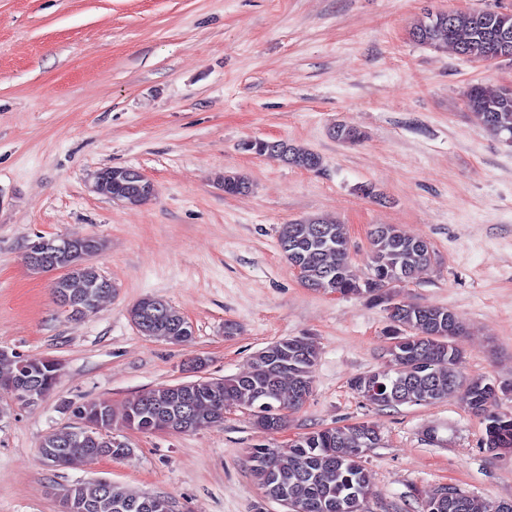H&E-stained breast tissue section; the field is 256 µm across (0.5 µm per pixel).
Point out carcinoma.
I'll use <instances>...</instances> for the list:
<instances>
[{
    "label": "carcinoma",
    "instance_id": "1",
    "mask_svg": "<svg viewBox=\"0 0 512 512\" xmlns=\"http://www.w3.org/2000/svg\"><path fill=\"white\" fill-rule=\"evenodd\" d=\"M417 42L428 47L452 45L463 56H496L512 60V12H437L413 32ZM466 103L474 118L493 136L512 141V92H487L472 85ZM248 150L260 156L280 159L307 169L321 167V157L281 141L269 146L262 140L251 142ZM249 182L239 174L224 176V193L243 194ZM278 243L284 259L299 269L303 284L316 291L343 296L365 297L384 305L389 320L390 369L353 377L350 388L370 404L394 408L401 405L434 404L458 393L466 396L469 411L484 425V444L512 440V412L497 409L503 396L512 394V381L486 376L468 378L458 370L463 357L459 338L464 326L450 309L417 303L394 306L389 289L401 278L411 279L435 258L431 243L407 235L392 225L376 227L370 235L369 273L357 277L352 270L351 244L345 225L313 217L280 227ZM101 249L99 241L73 239V247L60 249L44 264L25 255L29 267L39 272L51 268L67 270L53 282L56 299L71 301L74 316L96 310L100 300L88 297L91 288L112 292L103 284L104 276L88 262V256ZM146 312L138 331L149 338L180 344L181 329L187 320L168 302L146 296L137 302ZM318 358L315 343L306 336L282 338L259 350L251 370L224 378L201 377L181 390L163 385L130 398L120 417L101 401H90L73 408L74 416L102 417L103 432L89 444H82L64 433L53 432L40 443L55 448L57 455L48 463L72 466L93 448L114 447L112 430L120 426L143 433L158 430L196 432L224 422V406L232 401L253 412L254 426L263 433L280 430L286 412L301 407L302 394L311 393L313 372ZM0 388L12 390L26 375L40 380L46 392L54 390L60 377L56 363L46 358L18 367L16 362H0ZM381 440L375 426L363 422L316 430L299 437L293 448L283 452L259 444L249 449L247 464L264 495L274 501L288 500L287 512H368L372 494L363 464L366 452ZM84 504L86 512H171L169 501L156 495H138L103 481L80 482L63 489V497ZM424 512H484L481 501L452 488L437 491Z\"/></svg>",
    "mask_w": 512,
    "mask_h": 512
}]
</instances>
